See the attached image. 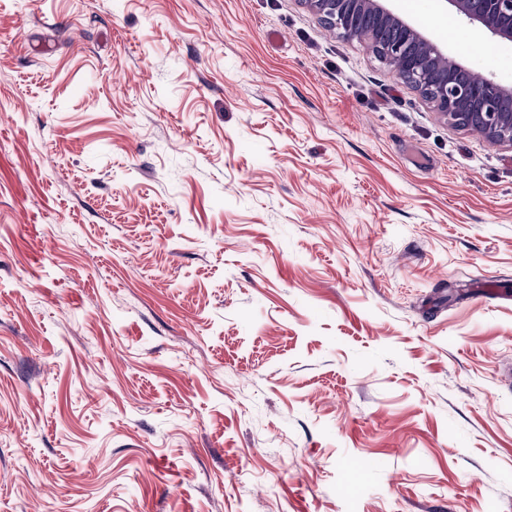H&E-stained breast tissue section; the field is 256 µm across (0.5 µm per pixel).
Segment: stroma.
<instances>
[{"instance_id":"stroma-1","label":"stroma","mask_w":512,"mask_h":512,"mask_svg":"<svg viewBox=\"0 0 512 512\" xmlns=\"http://www.w3.org/2000/svg\"><path fill=\"white\" fill-rule=\"evenodd\" d=\"M485 280L512 146L302 0H0V512H512Z\"/></svg>"}]
</instances>
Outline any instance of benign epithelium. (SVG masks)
I'll return each mask as SVG.
<instances>
[{
  "instance_id": "benign-epithelium-1",
  "label": "benign epithelium",
  "mask_w": 512,
  "mask_h": 512,
  "mask_svg": "<svg viewBox=\"0 0 512 512\" xmlns=\"http://www.w3.org/2000/svg\"><path fill=\"white\" fill-rule=\"evenodd\" d=\"M319 19L332 30L356 37L373 47L369 32H355L351 22L357 13H371L382 25L398 29L400 39L374 53L405 84L420 91L436 110L452 125L467 128L472 110H479L484 124L482 135L492 145H512V86L486 73L474 87L456 83L454 73L463 65L454 60L447 49L424 35L416 25L403 19L380 0H303ZM454 13L474 27L488 40L512 45V0H443ZM420 44L425 53L407 59L404 71L396 60L409 43Z\"/></svg>"
}]
</instances>
